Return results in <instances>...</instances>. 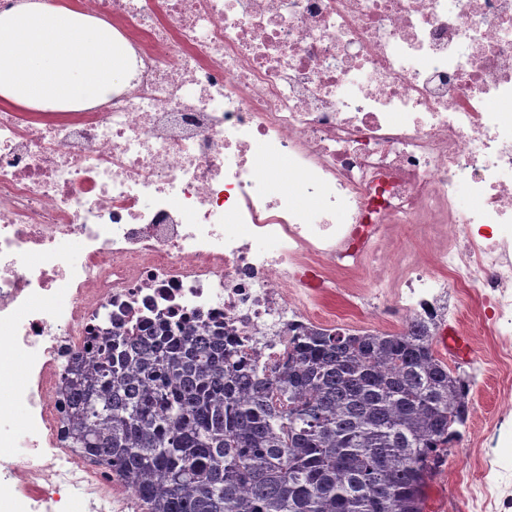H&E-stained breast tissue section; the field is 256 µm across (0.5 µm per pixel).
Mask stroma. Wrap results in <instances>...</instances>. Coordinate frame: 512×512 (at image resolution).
<instances>
[{"instance_id":"obj_1","label":"stroma","mask_w":512,"mask_h":512,"mask_svg":"<svg viewBox=\"0 0 512 512\" xmlns=\"http://www.w3.org/2000/svg\"><path fill=\"white\" fill-rule=\"evenodd\" d=\"M344 286L323 305L338 326L361 329L364 321L351 305L347 289L369 283L366 271L340 274ZM448 323L465 337L469 356L462 360L477 377L470 391V409L464 435L451 448L438 474L424 490V512H473L472 501L484 486L512 489V443L490 448L478 440L480 432L499 415L503 406V388L512 379V362L503 360L504 350H512V329L499 322L488 303L475 289L463 292L455 308L448 312Z\"/></svg>"}]
</instances>
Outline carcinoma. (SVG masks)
<instances>
[{"label":"carcinoma","instance_id":"1","mask_svg":"<svg viewBox=\"0 0 512 512\" xmlns=\"http://www.w3.org/2000/svg\"><path fill=\"white\" fill-rule=\"evenodd\" d=\"M432 342L309 329L271 372L222 323L101 319L63 370L65 440L142 512H423L474 382Z\"/></svg>","mask_w":512,"mask_h":512}]
</instances>
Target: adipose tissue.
<instances>
[{
    "label": "adipose tissue",
    "mask_w": 512,
    "mask_h": 512,
    "mask_svg": "<svg viewBox=\"0 0 512 512\" xmlns=\"http://www.w3.org/2000/svg\"><path fill=\"white\" fill-rule=\"evenodd\" d=\"M130 77L111 24L60 0L0 10V102L34 112H77Z\"/></svg>",
    "instance_id": "adipose-tissue-1"
}]
</instances>
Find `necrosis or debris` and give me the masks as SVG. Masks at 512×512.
<instances>
[{"mask_svg":"<svg viewBox=\"0 0 512 512\" xmlns=\"http://www.w3.org/2000/svg\"><path fill=\"white\" fill-rule=\"evenodd\" d=\"M84 10L124 39L128 84L83 112H0V388L17 364L29 377L23 451L0 441V512H127L112 473L60 439L61 367L101 315L217 320L271 367L320 326L338 272L364 268L360 316L391 298L401 323L439 325L453 286L512 325V0ZM257 150L288 164L264 173ZM462 184L479 206L458 209ZM406 224L442 244L401 242Z\"/></svg>","mask_w":512,"mask_h":512,"instance_id":"1","label":"necrosis or debris"}]
</instances>
